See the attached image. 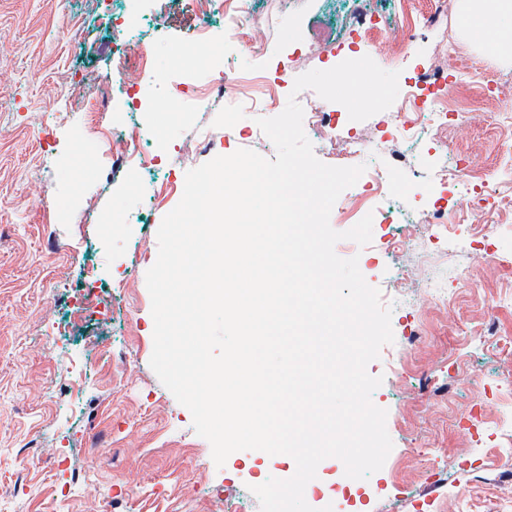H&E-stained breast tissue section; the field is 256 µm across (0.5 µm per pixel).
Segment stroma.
Wrapping results in <instances>:
<instances>
[{
    "instance_id": "obj_1",
    "label": "stroma",
    "mask_w": 512,
    "mask_h": 512,
    "mask_svg": "<svg viewBox=\"0 0 512 512\" xmlns=\"http://www.w3.org/2000/svg\"><path fill=\"white\" fill-rule=\"evenodd\" d=\"M461 0H448V31L469 57L474 78L454 90L466 126L445 134L470 170L512 169L498 142L508 130L493 113L512 105L479 82L489 66L512 75V53L470 40ZM125 0H0V512H260L254 486L291 477L283 455L232 453L216 466L190 411L150 366L154 322L145 275L158 256L157 230L180 201L185 176L214 157L275 148L246 134L252 112L202 107L201 80L187 81L199 26L225 45L236 73L256 75L262 61L240 55L224 15L199 20L179 0H146L143 22L127 33L113 25ZM399 0H302L281 18L279 0H252V35L270 47L303 53L295 69H323L310 47L314 33L340 15L373 13L394 25ZM158 44L164 79L140 82L154 130L143 137L152 158L137 182H126L102 155L99 128L135 121L112 85V56L138 43ZM183 88V110L170 91ZM104 106L96 125L84 105ZM439 154L419 144L392 171L402 195L378 200L391 223L372 227V241L336 254L357 258L367 283L392 310L393 343L368 366L382 377L371 400L387 412L393 441L383 468L358 480L361 512H512V221L487 236L492 252L473 249L461 217L474 196L468 182L439 185ZM441 199L455 249L417 241L395 257L389 238L405 215ZM123 223L106 227L101 216ZM411 287L386 291L401 267ZM447 288L440 306L429 278ZM490 325V335L463 334L462 323ZM120 449L123 461L94 457L96 443ZM345 469L324 459L311 487L321 512H341Z\"/></svg>"
}]
</instances>
